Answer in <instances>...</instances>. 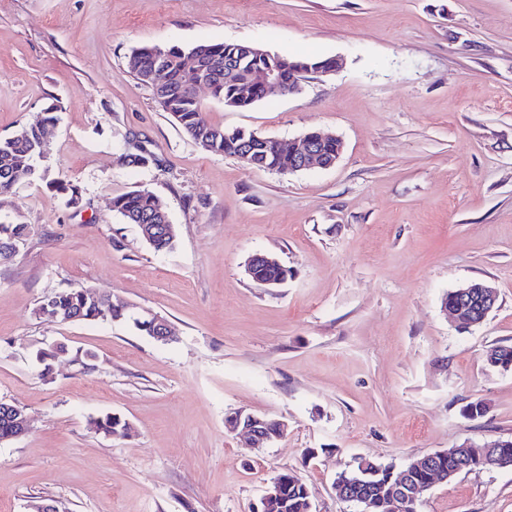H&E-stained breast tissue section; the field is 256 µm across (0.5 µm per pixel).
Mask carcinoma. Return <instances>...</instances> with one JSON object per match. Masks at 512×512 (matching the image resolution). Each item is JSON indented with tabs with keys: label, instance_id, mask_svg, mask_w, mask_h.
Listing matches in <instances>:
<instances>
[{
	"label": "carcinoma",
	"instance_id": "1",
	"mask_svg": "<svg viewBox=\"0 0 512 512\" xmlns=\"http://www.w3.org/2000/svg\"><path fill=\"white\" fill-rule=\"evenodd\" d=\"M253 45L245 43L213 42L200 44L188 50L178 46H139L130 50L127 67L141 84L151 89L153 98L162 111L168 113L180 126L183 133L203 150L224 157L239 158L245 142L252 138L253 132L244 129L225 130L207 122L202 105L193 89L194 76L182 69V53L188 51L199 58L205 69L206 78L212 85V94L223 100L231 108L245 109L258 102L273 98L265 95L253 85L252 74L265 68H277L283 83L295 82L297 75L290 64L295 59L270 53L266 50L252 51ZM57 121L55 108L49 107L41 119L22 127L14 135L0 138V199L10 195L13 188L23 182L36 178L43 179L46 171L38 167V161L47 153L44 130ZM123 165L145 167L157 158L151 151L141 149L134 154L123 153L119 156ZM294 159L275 148L270 139L267 146L257 151L255 169L288 173V166ZM55 190L65 195L69 206L79 204V189L63 180L53 181ZM112 211L128 224H134L139 231L145 225L158 227L150 236V246L157 252L173 248L176 236L161 230L166 222V210L158 198L147 189H135L112 198ZM26 225L0 222V262L10 258V244L24 238ZM281 268L261 260L254 269L251 280L263 286L278 280ZM61 314H78L85 321L110 319L112 321H130L135 328L146 336H152L147 321H138L133 317L126 303L112 300L107 306L103 302H93L85 289L59 291L45 299ZM443 305L456 312L458 324L468 328L475 319V309L451 290L444 298ZM97 429L112 434H120L125 422L115 415H107L95 422ZM486 447L463 444L448 449V455L442 460V470H455L463 467L465 471L484 469ZM409 472L411 479L422 481L427 476L424 469L410 466L400 469L392 463H374L363 458L356 465L339 473V479L352 484L353 496L367 500L359 512H391L389 504L404 496L405 486L400 481L401 474ZM281 485V496L270 512H302L309 499L307 485L293 473H282L276 477Z\"/></svg>",
	"mask_w": 512,
	"mask_h": 512
}]
</instances>
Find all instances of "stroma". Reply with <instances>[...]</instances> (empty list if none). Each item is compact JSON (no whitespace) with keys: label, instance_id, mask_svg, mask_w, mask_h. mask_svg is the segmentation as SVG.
<instances>
[{"label":"stroma","instance_id":"obj_1","mask_svg":"<svg viewBox=\"0 0 512 512\" xmlns=\"http://www.w3.org/2000/svg\"><path fill=\"white\" fill-rule=\"evenodd\" d=\"M222 41L342 59L245 110L198 93L228 130L337 135L334 166L283 175L205 152L127 67L136 46ZM51 106L47 179L0 201L27 227L0 264V400L30 418L0 444V512H254L286 471L312 512H354L336 478L358 458L512 439V370L485 361L512 344V0H0V138ZM140 146L155 164H119ZM140 188L177 228L170 251L112 211ZM257 253L283 284L246 275ZM470 280L498 301L462 329L442 300ZM79 287L158 313L174 341L38 314ZM58 342L66 357L37 361ZM238 411L288 430L250 447L227 427ZM106 414L130 435L96 432ZM418 512H512V470L435 482ZM256 258L263 259L257 263L254 269V276L252 273V266L256 262ZM267 261V263L265 261ZM269 263V264H268ZM272 264V265H271ZM277 264L280 267L273 265ZM281 269L284 271L282 274ZM246 273L251 275V280L260 286L268 288L276 287L285 282L288 276V271L282 266L277 258L267 257L266 255H252L246 263ZM282 274V275H281ZM281 277L279 278V276ZM279 278V279H278ZM277 280V281H276ZM273 281V282H271ZM269 282V283H268Z\"/></svg>","mask_w":512,"mask_h":512}]
</instances>
